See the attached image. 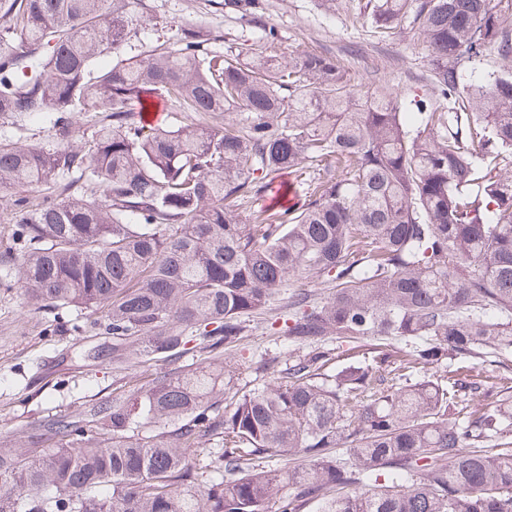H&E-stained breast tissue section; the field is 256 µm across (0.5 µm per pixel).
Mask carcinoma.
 I'll use <instances>...</instances> for the list:
<instances>
[{
    "label": "carcinoma",
    "instance_id": "carcinoma-1",
    "mask_svg": "<svg viewBox=\"0 0 512 512\" xmlns=\"http://www.w3.org/2000/svg\"><path fill=\"white\" fill-rule=\"evenodd\" d=\"M0 9V117L47 119L55 139L0 140V196L57 189L16 204L4 277L75 312L73 331L104 329L116 370L191 342L217 365L132 376L127 396L0 444V512H512V0H358L379 37L415 31L446 112L361 94L323 55L211 52L193 23L124 58L128 0ZM224 9L263 23V0ZM490 44L501 65L467 81ZM149 97L249 122L151 126ZM78 112L104 113L87 153ZM309 164L326 175L300 204H266ZM76 172L101 198L71 191ZM313 278L328 296H288L296 352L226 396L247 317Z\"/></svg>",
    "mask_w": 512,
    "mask_h": 512
}]
</instances>
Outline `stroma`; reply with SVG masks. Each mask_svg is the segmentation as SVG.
Here are the masks:
<instances>
[{"mask_svg":"<svg viewBox=\"0 0 512 512\" xmlns=\"http://www.w3.org/2000/svg\"><path fill=\"white\" fill-rule=\"evenodd\" d=\"M264 2L279 53L329 56L364 92L385 85L405 102L417 95L435 98L429 60L412 32L378 38L358 16L353 0H336L330 12L317 0ZM130 7L139 23L122 49L127 56L146 51L162 32H175L188 21L198 25L211 50L230 45L248 55L265 43L261 29L225 15L210 0H130ZM289 293V288L279 289L273 310L251 316V336L227 351L228 360L243 366L237 387L254 386V369L265 358L287 359L288 341L269 323L287 312ZM69 317L66 311L56 317L35 309L20 288L0 283V441L19 439L36 424L125 395L128 375L112 369L111 336L75 334Z\"/></svg>","mask_w":512,"mask_h":512,"instance_id":"1","label":"stroma"}]
</instances>
